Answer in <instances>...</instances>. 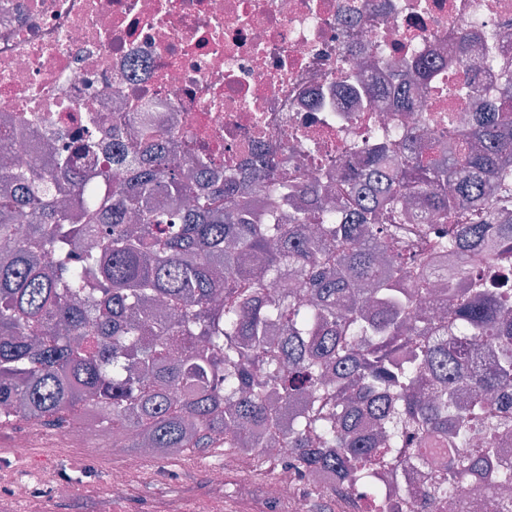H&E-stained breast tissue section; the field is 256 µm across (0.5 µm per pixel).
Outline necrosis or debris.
<instances>
[{"label": "necrosis or debris", "mask_w": 512, "mask_h": 512, "mask_svg": "<svg viewBox=\"0 0 512 512\" xmlns=\"http://www.w3.org/2000/svg\"><path fill=\"white\" fill-rule=\"evenodd\" d=\"M468 41H461V34ZM494 54L495 68L486 65ZM427 64V93L396 105L403 61ZM512 75V0H0V180L46 146L113 141L118 120L173 130L181 167L208 158L240 174L259 152L296 190L342 193L352 157L382 135L449 143ZM0 464V499L43 512L81 484L52 476L27 434ZM500 490L468 482L438 512H495Z\"/></svg>", "instance_id": "4bbe7bcc"}]
</instances>
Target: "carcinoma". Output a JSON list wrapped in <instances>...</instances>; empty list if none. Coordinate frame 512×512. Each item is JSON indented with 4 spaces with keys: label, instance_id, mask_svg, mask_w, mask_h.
I'll list each match as a JSON object with an SVG mask.
<instances>
[{
    "label": "carcinoma",
    "instance_id": "1",
    "mask_svg": "<svg viewBox=\"0 0 512 512\" xmlns=\"http://www.w3.org/2000/svg\"><path fill=\"white\" fill-rule=\"evenodd\" d=\"M512 76L456 150L387 155L370 146L344 195L350 218L311 237L303 206L283 217L274 164L239 193L204 181L205 159L177 171L175 133L143 126L140 160H112L99 187L75 159L89 136L39 172L0 185V426L56 428L97 419L142 430L152 448H259L282 431V461L354 484L350 512L388 508L374 467L392 478L438 447L446 476L413 490L420 512L452 503L478 475L512 482L500 443L512 431ZM188 197L179 210L167 200ZM417 216L463 209L435 235ZM388 210L395 223H379ZM28 222L25 239L17 225ZM486 278L457 287L470 259ZM448 321L416 313L434 281ZM491 346L492 366L474 354ZM432 390L425 401L420 389ZM481 447L467 456L474 439Z\"/></svg>",
    "mask_w": 512,
    "mask_h": 512
}]
</instances>
